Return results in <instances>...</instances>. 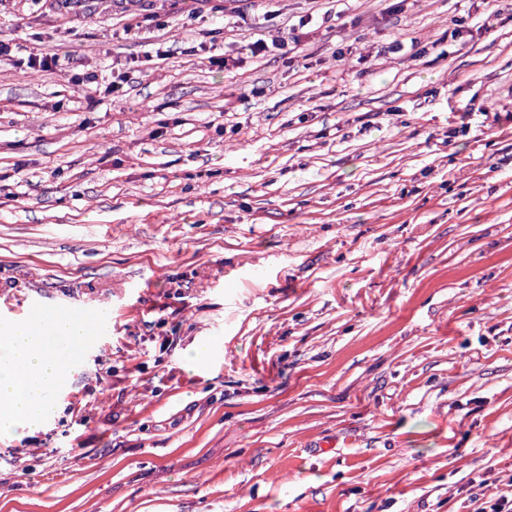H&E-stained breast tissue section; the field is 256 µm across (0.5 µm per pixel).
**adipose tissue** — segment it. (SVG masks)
Returning <instances> with one entry per match:
<instances>
[{
  "mask_svg": "<svg viewBox=\"0 0 512 512\" xmlns=\"http://www.w3.org/2000/svg\"><path fill=\"white\" fill-rule=\"evenodd\" d=\"M90 327L78 315L44 310L39 318L0 324V438L31 434L56 413L53 401L86 344Z\"/></svg>",
  "mask_w": 512,
  "mask_h": 512,
  "instance_id": "obj_1",
  "label": "adipose tissue"
}]
</instances>
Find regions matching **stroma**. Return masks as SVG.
<instances>
[{
	"label": "stroma",
	"mask_w": 512,
	"mask_h": 512,
	"mask_svg": "<svg viewBox=\"0 0 512 512\" xmlns=\"http://www.w3.org/2000/svg\"><path fill=\"white\" fill-rule=\"evenodd\" d=\"M0 36L69 58L0 61V322L112 313L54 418L0 440V512L504 489L512 0H0ZM63 61L57 52H44L42 49L32 48L27 55V68L35 72L52 74L61 66Z\"/></svg>",
	"instance_id": "stroma-1"
}]
</instances>
